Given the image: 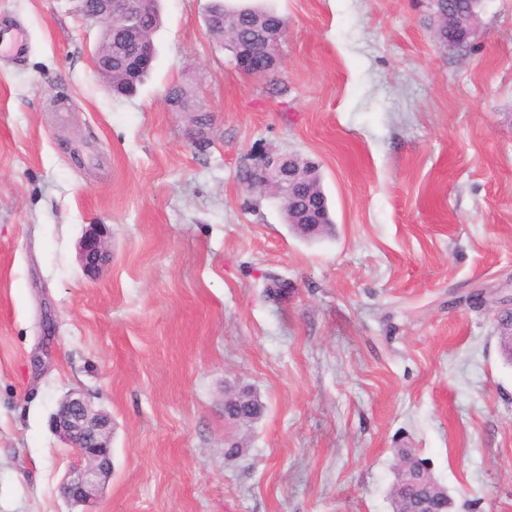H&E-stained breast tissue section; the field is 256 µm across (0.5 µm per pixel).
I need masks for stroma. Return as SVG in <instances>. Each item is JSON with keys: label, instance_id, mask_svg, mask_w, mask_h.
Wrapping results in <instances>:
<instances>
[{"label": "stroma", "instance_id": "1", "mask_svg": "<svg viewBox=\"0 0 512 512\" xmlns=\"http://www.w3.org/2000/svg\"><path fill=\"white\" fill-rule=\"evenodd\" d=\"M267 3L274 71L235 68L209 0H161L154 67L116 97L78 0H0L26 36L0 54V512H72L50 416L74 390L112 418L94 512H393L402 448L453 512H512V0L463 51L425 0ZM273 152L319 166L323 237L246 190ZM228 388L262 416L226 420ZM79 256L87 271H96L108 261L110 251L103 235L90 232L79 244Z\"/></svg>", "mask_w": 512, "mask_h": 512}]
</instances>
